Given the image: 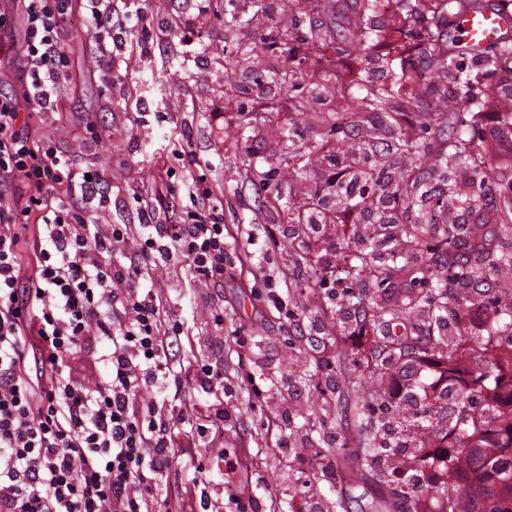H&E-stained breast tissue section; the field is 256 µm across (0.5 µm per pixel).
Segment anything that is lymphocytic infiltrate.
<instances>
[{
	"label": "lymphocytic infiltrate",
	"mask_w": 512,
	"mask_h": 512,
	"mask_svg": "<svg viewBox=\"0 0 512 512\" xmlns=\"http://www.w3.org/2000/svg\"><path fill=\"white\" fill-rule=\"evenodd\" d=\"M76 14L111 67L146 54L144 8L116 22L111 0H0V56L20 62L16 89L0 93V512H152L150 485L176 449L220 435L229 416L223 336L202 337V351L183 361L182 330L144 286L161 260L223 284L218 190L191 171L181 186L161 181L137 223H106L111 186L74 167L42 126L61 111L64 29ZM159 208L177 220L155 223ZM31 224L34 273L25 277L20 244ZM132 238L135 252L113 260ZM101 341L111 346L106 375L78 376L73 361ZM172 387L215 400L181 411L177 429L158 401Z\"/></svg>",
	"instance_id": "lymphocytic-infiltrate-1"
}]
</instances>
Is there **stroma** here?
Masks as SVG:
<instances>
[{"label":"stroma","mask_w":512,"mask_h":512,"mask_svg":"<svg viewBox=\"0 0 512 512\" xmlns=\"http://www.w3.org/2000/svg\"><path fill=\"white\" fill-rule=\"evenodd\" d=\"M140 5L153 24L151 53L115 88L107 83L106 60L95 40L80 17L72 18L65 38L70 77L59 90L67 117L59 122L49 115L45 123L74 166L97 168L118 187L112 223H136V197L151 184L158 165L167 164L172 182H181L185 168L177 149L186 141L196 154L197 173L223 192L230 257L223 286L185 284L161 266L151 277L154 291L188 336L209 329L215 309L224 311V384L231 389L224 404L234 417L224 424L222 444L239 456L241 467L228 486L217 467L216 449H176L170 468L153 488L154 510L201 512L199 502L205 496L220 512H243L251 502L259 512H301L309 497L328 502L340 494L348 512H366L376 488L314 468L318 435H309L308 448L298 454L276 448L303 423L296 416L287 424L277 415L279 388L288 387L293 403H302L325 382L321 366L335 361L337 352L352 361L373 349L374 331L357 317L347 316V329L331 332L326 317L339 310L340 289L313 286L308 266L286 246L284 209L323 185L327 169L303 166L289 156L285 133L292 128L314 141L329 128L312 115L289 111L279 85L252 90L256 73L274 76L281 63L277 56H265L254 69L231 76L223 67L225 55L241 44L275 35L285 23L291 24L298 49L313 25L346 37L353 21L352 0H330L318 11L302 0H289L285 9L258 19L250 0H237L227 12L213 8L205 13L199 12L196 0H112L118 18ZM374 25L380 40L371 58L347 56L332 68L318 56L304 63L318 81L347 82V108L352 112L360 109L362 86L388 82L413 45L409 12L377 14ZM89 121L99 128L94 142L82 137ZM419 178L435 204L436 225L469 222L467 211L448 196L452 189L461 195L470 191L469 172L443 166L421 171ZM355 203L347 196L331 199L341 219L308 241L312 253L340 255L354 225L369 223ZM264 275L287 279L292 316L267 303L259 290Z\"/></svg>","instance_id":"obj_1"}]
</instances>
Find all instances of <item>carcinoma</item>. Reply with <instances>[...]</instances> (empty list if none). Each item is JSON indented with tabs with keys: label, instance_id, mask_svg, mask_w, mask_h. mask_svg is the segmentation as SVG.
Segmentation results:
<instances>
[{
	"label": "carcinoma",
	"instance_id": "1",
	"mask_svg": "<svg viewBox=\"0 0 512 512\" xmlns=\"http://www.w3.org/2000/svg\"><path fill=\"white\" fill-rule=\"evenodd\" d=\"M380 0H355L357 20L349 39L335 47L340 56L350 50L363 53L371 48L376 33L373 16ZM427 35L420 37L416 49L431 67L440 66L452 54L468 57L453 36H444L449 19L485 9L483 0H426ZM292 33L284 24L275 37L239 47L224 56L227 74L257 59L262 53H277L282 58L278 82L288 91L289 111L311 112L318 95L307 89L309 73L300 67ZM486 67L494 69L512 64V41L505 38L485 54ZM482 75L460 66L455 87L445 83L419 82L405 62L391 82L370 85L363 91L362 112L374 114L386 136L394 141L398 158L405 160L395 180L382 183L381 191L360 200L362 209L378 216L371 233L355 225L344 247V259L331 269L319 264L311 252L300 254L317 284L342 287L345 304L361 311L363 319L381 330L376 349L364 361L348 364L339 354L336 365L326 367L336 373L338 387L355 397L356 419L361 431L356 447H340L336 456L346 468L371 474L393 497L409 498L407 512H512V414L498 408L499 393L512 395V207L497 210L487 203L489 185L482 170L481 156L464 143L454 142L436 151L423 138L403 132L412 116L424 128L437 118L455 123L459 112H477L482 107ZM405 89L400 98L397 88ZM288 152L312 165L318 156L335 163L351 178L372 177L388 164L387 157L372 152L368 142H352L336 134L327 141L309 143L289 139ZM465 168L471 172V191L458 197L473 215L472 224L452 225L453 234H435L431 214L420 208V220L402 223L398 215L386 214L384 205L395 211L415 206L425 199L416 173L437 164ZM319 214L326 224L337 220L336 211L326 208L323 198L311 197L310 208H288V247L294 248L296 230ZM464 240L473 248L472 257L460 259L454 244ZM406 270L418 275L426 288L382 304L377 294L385 291L389 280ZM480 304L488 320L477 336H430L447 318L448 306L463 313ZM467 343L480 351L483 364L475 368L465 383L456 377L455 353ZM431 357L442 360L444 387L412 388L410 398L420 395L422 406L431 418L420 421L400 409L394 423L371 411L381 397L385 378L399 367ZM334 398L318 388L303 408L310 429L325 425V414ZM495 424L504 429L503 442L477 437L476 422ZM435 469L441 481L417 490L420 472Z\"/></svg>",
	"mask_w": 512,
	"mask_h": 512
}]
</instances>
